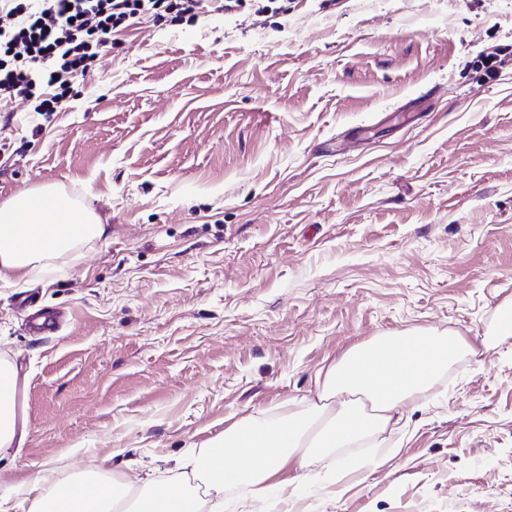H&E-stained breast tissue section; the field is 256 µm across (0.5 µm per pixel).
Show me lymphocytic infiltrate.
<instances>
[{
  "label": "lymphocytic infiltrate",
  "mask_w": 512,
  "mask_h": 512,
  "mask_svg": "<svg viewBox=\"0 0 512 512\" xmlns=\"http://www.w3.org/2000/svg\"><path fill=\"white\" fill-rule=\"evenodd\" d=\"M204 0H0V101L35 100L54 112L95 68L118 28L196 20Z\"/></svg>",
  "instance_id": "f902f5d3"
}]
</instances>
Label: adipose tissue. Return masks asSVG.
Listing matches in <instances>:
<instances>
[{"mask_svg":"<svg viewBox=\"0 0 512 512\" xmlns=\"http://www.w3.org/2000/svg\"><path fill=\"white\" fill-rule=\"evenodd\" d=\"M98 215L65 192L29 189L0 206V281L36 277L79 245L106 236ZM461 337L435 330L380 336L331 366L315 403L290 415L245 417L206 448L207 474L219 486L250 485L257 499L286 495L273 476L290 462L305 467L332 458L335 449L356 445L385 431L402 408L430 390L448 367L469 353ZM17 372L0 366V447L18 434ZM129 512H198L182 486L162 498L148 480L138 486L122 479L68 480L43 489L34 480L0 512H51L63 502L88 501L96 512H113L120 501Z\"/></svg>","mask_w":512,"mask_h":512,"instance_id":"adipose-tissue-1","label":"adipose tissue"}]
</instances>
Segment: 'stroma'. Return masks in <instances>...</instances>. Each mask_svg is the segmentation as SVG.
<instances>
[{
  "mask_svg": "<svg viewBox=\"0 0 512 512\" xmlns=\"http://www.w3.org/2000/svg\"><path fill=\"white\" fill-rule=\"evenodd\" d=\"M0 153V203L59 186L109 229L0 282L27 427L0 499L93 465L173 483L433 329L473 355L269 510L512 512V0H207L115 33L59 111L0 101Z\"/></svg>",
  "mask_w": 512,
  "mask_h": 512,
  "instance_id": "obj_1",
  "label": "stroma"
}]
</instances>
